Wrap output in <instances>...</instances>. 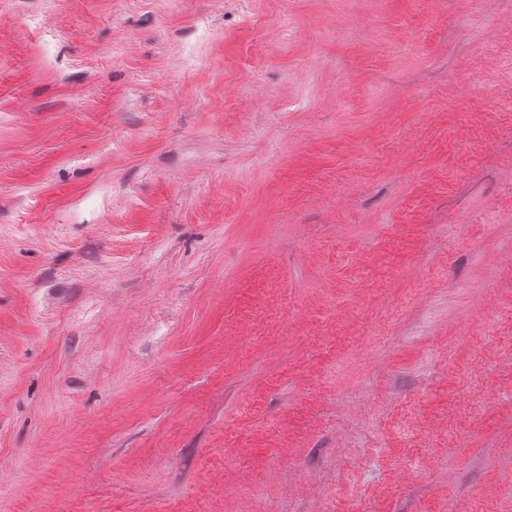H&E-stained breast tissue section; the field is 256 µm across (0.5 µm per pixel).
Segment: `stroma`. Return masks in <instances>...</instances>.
<instances>
[{
    "mask_svg": "<svg viewBox=\"0 0 512 512\" xmlns=\"http://www.w3.org/2000/svg\"><path fill=\"white\" fill-rule=\"evenodd\" d=\"M0 512H512V0H0Z\"/></svg>",
    "mask_w": 512,
    "mask_h": 512,
    "instance_id": "1",
    "label": "stroma"
}]
</instances>
